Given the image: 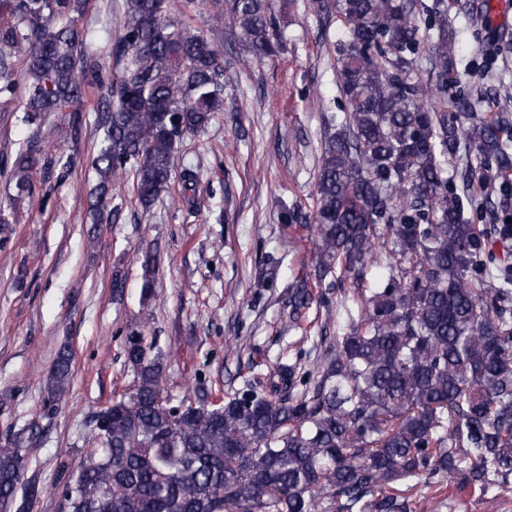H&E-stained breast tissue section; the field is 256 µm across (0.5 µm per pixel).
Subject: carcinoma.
Masks as SVG:
<instances>
[{"label":"carcinoma","instance_id":"1","mask_svg":"<svg viewBox=\"0 0 512 512\" xmlns=\"http://www.w3.org/2000/svg\"><path fill=\"white\" fill-rule=\"evenodd\" d=\"M258 59L286 40L268 0H215ZM90 0H0V98L41 128L63 112L77 136L89 117L88 87L101 98L94 223L112 219L113 177L126 174L144 208L173 181L187 134L224 110L220 38L192 31L196 0H125L104 78L101 55L77 28ZM346 29L336 64L347 107L332 115L318 158L310 229L318 285L348 284L336 305L302 282L289 291L284 331L313 302L334 336L313 368L278 359L227 394L173 405L150 317L124 338L132 380L94 418L86 458H60V512H407L419 483L461 476L487 494L512 485V266L496 264L489 236L512 239V223L484 231L464 216L448 157L462 142L512 171L499 121L459 122L469 107L448 99L457 72L444 0L431 78L416 73L420 48L413 0H309ZM37 139L14 159L16 199L33 195L47 169ZM181 203L195 204L199 175L184 169ZM378 265L383 276L368 280ZM72 352L59 348L48 378L59 403ZM22 442L0 446V507L24 512L39 492Z\"/></svg>","mask_w":512,"mask_h":512}]
</instances>
